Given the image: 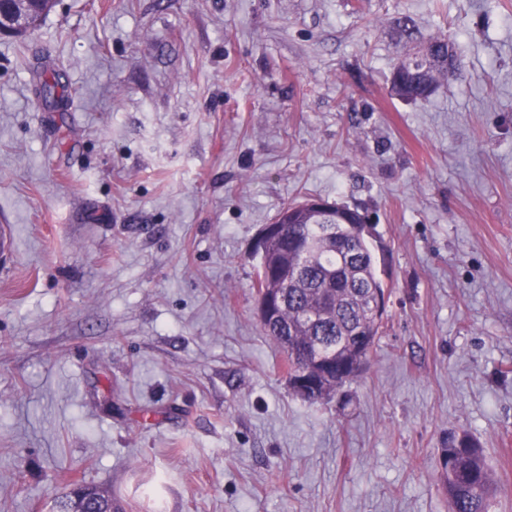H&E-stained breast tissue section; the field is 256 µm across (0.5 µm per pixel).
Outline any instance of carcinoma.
Instances as JSON below:
<instances>
[{
	"label": "carcinoma",
	"instance_id": "carcinoma-1",
	"mask_svg": "<svg viewBox=\"0 0 512 512\" xmlns=\"http://www.w3.org/2000/svg\"><path fill=\"white\" fill-rule=\"evenodd\" d=\"M396 27L406 41H420V32L412 19L400 18ZM450 57L455 63L451 70L448 69ZM460 65L454 45L446 39H432L421 48L413 64L394 70L390 94L403 101L426 100L435 92L439 81L457 78ZM41 85L60 102L68 98V90L57 73L44 79ZM346 217L347 223L339 226V230L345 244L358 252V266L348 265L336 242L327 241L323 219L305 210V204H290L277 217L281 222L277 244L285 251L281 267L302 255L303 268L298 280L282 286L283 302L277 310V319L262 325V329L275 346L288 350V376L313 369L330 375L329 380L310 392L306 398L310 403L323 401L347 382L339 373L345 362L365 366L381 327V320L366 321L359 315L356 301L363 287L371 284L379 295H385L375 275L374 252L362 233L364 215L355 209L347 211ZM280 280L279 269L259 263L253 284L256 296ZM441 452L448 466L445 478L449 512H489L494 483L483 449L463 435L448 440V447ZM103 508H112V501L93 487H80L58 503L57 512H98Z\"/></svg>",
	"mask_w": 512,
	"mask_h": 512
}]
</instances>
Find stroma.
Segmentation results:
<instances>
[{"label":"stroma","mask_w":512,"mask_h":512,"mask_svg":"<svg viewBox=\"0 0 512 512\" xmlns=\"http://www.w3.org/2000/svg\"><path fill=\"white\" fill-rule=\"evenodd\" d=\"M405 15L461 50L425 101ZM310 199L367 214L389 292L316 404L252 288ZM0 224V512H448L453 433L512 512V0H55L0 36ZM96 495V496H95ZM95 496V497H94ZM77 497L82 500H74ZM88 499H85L87 498ZM110 499V498H109ZM101 494L93 487H80L71 493V496L61 500L57 505V512L93 511L112 509V499Z\"/></svg>","instance_id":"stroma-1"}]
</instances>
